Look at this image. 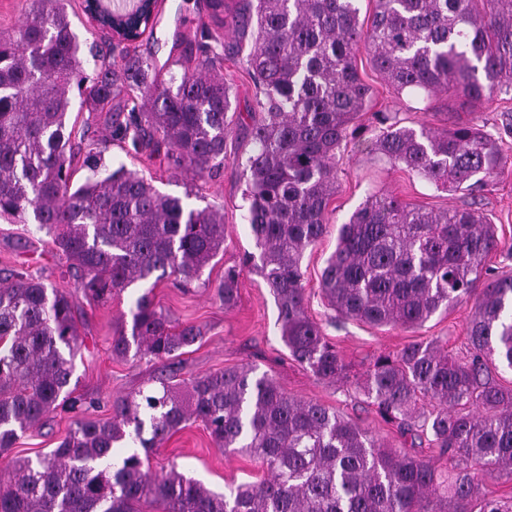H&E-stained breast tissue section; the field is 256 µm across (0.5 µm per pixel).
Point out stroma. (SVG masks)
<instances>
[{
  "instance_id": "obj_1",
  "label": "stroma",
  "mask_w": 512,
  "mask_h": 512,
  "mask_svg": "<svg viewBox=\"0 0 512 512\" xmlns=\"http://www.w3.org/2000/svg\"><path fill=\"white\" fill-rule=\"evenodd\" d=\"M160 9L161 20L153 37L142 39L139 50L153 54L162 63L173 55L174 43L180 35L199 32L209 24L210 9L206 0H161ZM357 68L360 78L373 90L372 111L395 116L406 126L415 127L423 122L439 129L446 126L447 95L437 94L423 101L413 94L396 92L373 69L369 53L364 49L357 55ZM224 77L234 86L238 106L231 115L232 130L226 142L223 167L201 179L169 165L161 156L150 159L128 155L114 141L110 127L101 124L85 127V114H78L75 121V135H86L103 146L105 165L113 169L126 165L151 178L161 192L185 198L189 206L213 205L224 212V254L205 271L211 288L194 284L180 286L168 279L153 289L156 303L176 323L191 322L204 329L202 340L187 348L175 364V373L182 380L253 363L259 370L272 375L288 394L316 400L335 409L390 447H409V438L381 422L371 408L350 396L345 386L317 381L309 370L291 359L282 343L274 299L255 266L242 263L245 255L256 250L247 220V203L243 198L246 179L238 163L239 157L247 151L243 127L248 124V114L255 105V85L244 56L225 59ZM472 119L499 141L507 159L503 174L475 201L461 192L437 190L423 179L392 166L374 151L369 136L347 141L337 153L336 193L328 204L330 227L315 247L306 250L301 268L308 315L322 323L327 337L353 370H365L378 354L395 352L408 343L438 337L447 338L450 355H463L466 327L474 306L473 300H462L448 312L435 314L416 330L335 321L334 311L328 308L320 294L321 272L326 258L336 248L339 224L348 221L368 194L384 190L408 204L436 210L475 204L497 225L504 243L503 249L489 256L487 267L497 275H512V91L495 93L473 113ZM229 266L240 267L241 275L238 302L227 309L216 297L213 286L220 282ZM21 267L53 286L74 293L84 344L82 357L76 362L75 375L79 379V391L98 400L97 417L111 416L113 398L146 386L148 378L159 374L162 363L133 359L117 361L112 359L109 351L116 321L130 314L135 298L148 288L146 283L131 285L107 303L90 302L83 296L77 278L67 273L64 258L53 249L45 232L32 223L19 224L1 219L0 270L6 272ZM71 424L70 415H56L42 427L23 434L13 450L14 455L32 458L50 451L65 436ZM148 464L154 470L176 467L217 492L223 491L225 485L253 482L264 474L261 465L247 455L218 450L198 422L188 423L162 447L154 449Z\"/></svg>"
}]
</instances>
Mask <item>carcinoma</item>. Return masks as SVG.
<instances>
[{
  "label": "carcinoma",
  "mask_w": 512,
  "mask_h": 512,
  "mask_svg": "<svg viewBox=\"0 0 512 512\" xmlns=\"http://www.w3.org/2000/svg\"><path fill=\"white\" fill-rule=\"evenodd\" d=\"M357 0H209L216 26L251 37L246 55L257 86L245 158L248 222L259 251L246 262L272 293L281 341L319 381L351 380L354 394L401 435L429 438L456 464L438 472L421 453L391 448L323 404L288 395L251 364L116 399L112 416L72 382L82 340L73 295L23 271L0 277V512H512V496L490 498L479 473L512 481V277L478 288L486 259L501 248L496 225L471 207L411 206L388 191L369 195L340 225L320 288L345 320L374 327H422L476 296L467 352L448 356L440 340L382 353L361 373L349 366L307 313L301 259L327 232L336 191V152L374 132V150L438 190L479 195L504 168L499 142L471 120L439 131L375 114L358 123L372 89L359 77L361 47L397 92H444L472 109L512 87V0H375L371 24ZM23 20L0 36V218L51 238L100 302L137 281H199L224 252V213L191 208L120 165L102 172L91 144L72 141L69 92L87 122H104L149 158L164 155L194 175L224 166L233 92L223 44L207 28L182 36L162 66L137 47L80 40L63 0H24ZM181 70L175 74L172 68ZM93 69L95 76L88 75ZM88 149L89 174L73 185V161ZM239 269L216 288L236 305ZM202 339L175 324L143 292L113 331L112 358L164 361ZM425 406L418 407V402ZM58 412L73 422L58 445L13 455L19 437ZM190 421L216 447L258 461L266 476L214 492L176 467L153 471L134 450L161 447Z\"/></svg>",
  "instance_id": "obj_1"
}]
</instances>
